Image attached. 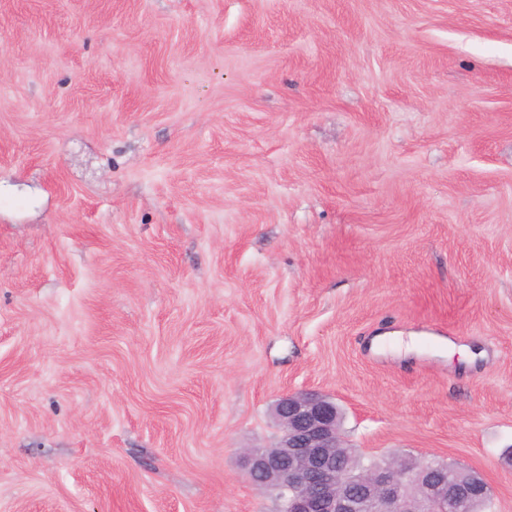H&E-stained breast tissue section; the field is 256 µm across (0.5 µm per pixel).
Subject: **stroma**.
Masks as SVG:
<instances>
[{"label": "stroma", "mask_w": 512, "mask_h": 512, "mask_svg": "<svg viewBox=\"0 0 512 512\" xmlns=\"http://www.w3.org/2000/svg\"><path fill=\"white\" fill-rule=\"evenodd\" d=\"M304 388L512 512V0H0V512H277Z\"/></svg>", "instance_id": "obj_1"}]
</instances>
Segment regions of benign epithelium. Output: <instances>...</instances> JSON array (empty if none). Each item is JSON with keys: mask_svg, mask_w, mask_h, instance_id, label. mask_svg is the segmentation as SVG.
<instances>
[{"mask_svg": "<svg viewBox=\"0 0 512 512\" xmlns=\"http://www.w3.org/2000/svg\"><path fill=\"white\" fill-rule=\"evenodd\" d=\"M280 435L271 448L244 453L248 478L280 493L283 512H361L366 502L376 512H422L421 505L471 503L489 497L490 489L477 472L463 482H450L431 464L417 463L420 482L414 499L403 494L394 470L376 463L358 482L337 466L341 413L330 396L307 390L280 397L272 406Z\"/></svg>", "mask_w": 512, "mask_h": 512, "instance_id": "obj_1", "label": "benign epithelium"}]
</instances>
